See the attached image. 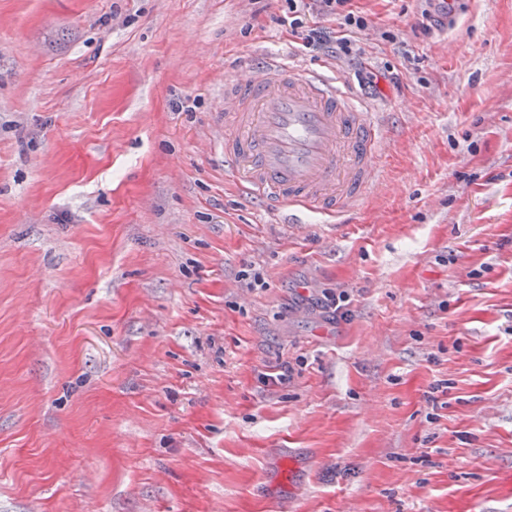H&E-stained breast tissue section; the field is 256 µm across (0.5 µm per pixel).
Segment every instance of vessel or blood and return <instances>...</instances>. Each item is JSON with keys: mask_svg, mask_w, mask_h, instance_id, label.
<instances>
[{"mask_svg": "<svg viewBox=\"0 0 512 512\" xmlns=\"http://www.w3.org/2000/svg\"><path fill=\"white\" fill-rule=\"evenodd\" d=\"M385 144L342 78L272 59L224 81V169L280 217L357 206L379 181Z\"/></svg>", "mask_w": 512, "mask_h": 512, "instance_id": "1", "label": "vessel or blood"}]
</instances>
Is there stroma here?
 I'll list each match as a JSON object with an SVG mask.
<instances>
[{
	"label": "stroma",
	"instance_id": "obj_1",
	"mask_svg": "<svg viewBox=\"0 0 512 512\" xmlns=\"http://www.w3.org/2000/svg\"><path fill=\"white\" fill-rule=\"evenodd\" d=\"M349 8L359 57L287 0H0V512H512V0ZM272 56L379 113L358 209L226 183ZM288 1V24L294 29L305 28L302 31L303 46L306 49H318L323 46L330 36L324 28L319 26H303L302 16H305L307 0H287Z\"/></svg>",
	"mask_w": 512,
	"mask_h": 512
}]
</instances>
